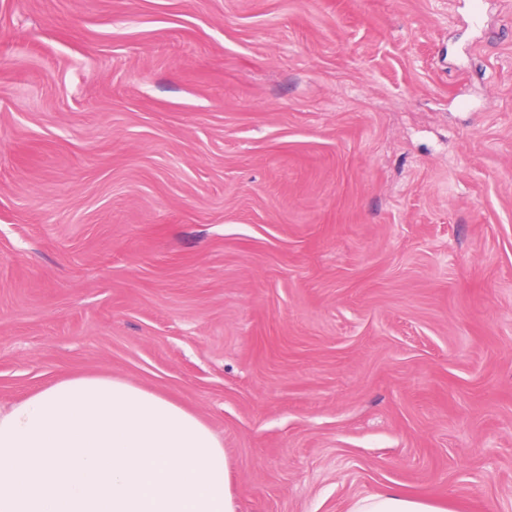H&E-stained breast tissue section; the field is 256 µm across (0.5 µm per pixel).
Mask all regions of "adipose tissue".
<instances>
[{
	"label": "adipose tissue",
	"mask_w": 512,
	"mask_h": 512,
	"mask_svg": "<svg viewBox=\"0 0 512 512\" xmlns=\"http://www.w3.org/2000/svg\"><path fill=\"white\" fill-rule=\"evenodd\" d=\"M0 512H235L218 436L109 375L59 378L0 410ZM348 512H450L400 489Z\"/></svg>",
	"instance_id": "adipose-tissue-1"
}]
</instances>
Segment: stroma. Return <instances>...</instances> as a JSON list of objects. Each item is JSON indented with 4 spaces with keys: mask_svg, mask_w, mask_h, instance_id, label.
<instances>
[{
    "mask_svg": "<svg viewBox=\"0 0 512 512\" xmlns=\"http://www.w3.org/2000/svg\"><path fill=\"white\" fill-rule=\"evenodd\" d=\"M90 372L236 512H512V0H0V406ZM348 512H454L447 504L412 496L398 488L354 499Z\"/></svg>",
    "mask_w": 512,
    "mask_h": 512,
    "instance_id": "stroma-1",
    "label": "stroma"
}]
</instances>
